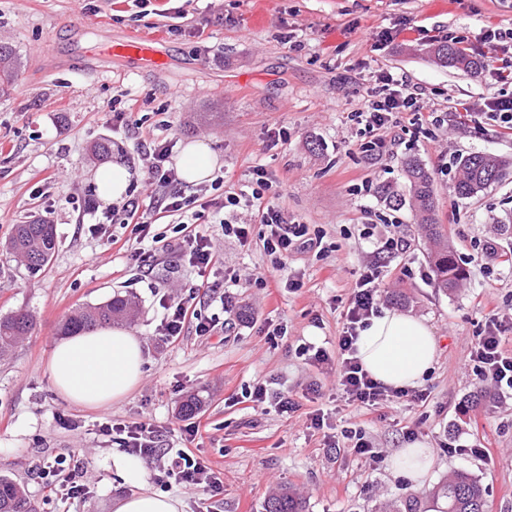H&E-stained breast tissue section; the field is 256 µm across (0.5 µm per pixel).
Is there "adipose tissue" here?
<instances>
[{"instance_id": "ef3b65f1", "label": "adipose tissue", "mask_w": 512, "mask_h": 512, "mask_svg": "<svg viewBox=\"0 0 512 512\" xmlns=\"http://www.w3.org/2000/svg\"><path fill=\"white\" fill-rule=\"evenodd\" d=\"M217 165L216 154L202 141L188 142L177 160L181 179L190 184L209 181ZM131 178L122 163L100 166L94 174L99 201L106 205L123 201ZM357 348L364 370L374 380L393 389H410L432 369L438 342L423 320L385 310L361 330ZM144 362L138 336L103 325L57 339L47 370L53 387L69 403L106 408L139 386ZM431 465V449L418 443L400 449L390 460L392 471L415 487L423 485Z\"/></svg>"}]
</instances>
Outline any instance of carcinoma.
Instances as JSON below:
<instances>
[{
  "label": "carcinoma",
  "instance_id": "cac0c4a2",
  "mask_svg": "<svg viewBox=\"0 0 512 512\" xmlns=\"http://www.w3.org/2000/svg\"><path fill=\"white\" fill-rule=\"evenodd\" d=\"M431 54L442 64L478 69V64L448 45H438ZM20 62L13 50L0 45V93L13 87ZM459 176L455 192L462 198H471L499 182L512 161L481 153L462 156L457 161ZM407 190L401 192L391 186L381 187L387 205L400 209L409 207L420 217V228L428 244L434 286L448 291L464 279L454 251L448 245V231L437 223L435 212L434 179L420 162L410 160L405 164ZM57 238L53 225L34 220L14 226L7 249L31 270H42L53 257ZM137 314L136 303L127 297L117 296L104 304L82 307L74 311L58 326L67 335L78 330L101 324L124 323ZM34 329L33 316L26 311H16L0 318V358L7 355L19 341ZM432 498L444 504L442 512H486V488L465 470H455L432 490L410 493L385 506V512H425L422 499ZM265 512H304L305 501L294 487L278 485L271 490L264 504ZM27 501L23 491L12 480L0 477V512H26Z\"/></svg>",
  "mask_w": 512,
  "mask_h": 512
}]
</instances>
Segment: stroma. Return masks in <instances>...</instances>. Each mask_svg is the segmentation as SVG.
Wrapping results in <instances>:
<instances>
[{"label":"stroma","mask_w":512,"mask_h":512,"mask_svg":"<svg viewBox=\"0 0 512 512\" xmlns=\"http://www.w3.org/2000/svg\"><path fill=\"white\" fill-rule=\"evenodd\" d=\"M401 27L390 41L382 30ZM512 32V0H0V42L20 61L16 84L0 97V317L30 312L37 326L0 359V476L24 488L33 512H113L119 496L141 491L183 501V512H264L270 486L291 484L306 512H375L408 494L389 469L399 449L422 443L435 454L434 477L463 469L489 490L487 512H512V398L479 384L469 364L490 308L512 316V261L491 259L482 247L497 219L512 213V171L502 183L469 199L456 198V170L443 162L472 152L512 160V135L488 119L489 99L512 95V80L437 63L429 50L455 37L477 47L486 31ZM150 35L168 59L164 70L117 58L98 71L85 46ZM423 89L415 110L394 113L383 156L363 152L357 115L369 104L379 72ZM470 105L474 115L458 112ZM444 117L430 135L419 131L429 113ZM282 132L270 146L274 132ZM202 140L218 155L228 191L249 190L252 170L272 175L266 194L289 220L308 225L320 250L296 251L273 269L262 248L261 224L243 246L220 225L203 230L219 262L200 274L158 250L150 267L130 254L103 250L90 211L97 167L90 148L112 143L113 158L139 171L148 138ZM423 163L435 177L437 216L448 229L465 280L442 292L421 278L427 247L409 208L391 209L379 185L404 188L402 163ZM53 224L59 247L48 266L29 272L9 254L13 225L32 218ZM395 224L410 248L388 261L383 284L389 308L423 318L439 341L432 372L418 398L393 400L369 413L345 404L333 371L310 364L302 350L335 349L344 312L374 249L360 231ZM264 271L242 288L235 277ZM298 278L303 288H286ZM233 295L222 305L220 293ZM195 289L196 312L211 318V335L186 324L179 339L157 334L160 297ZM130 296L138 315L145 366L140 385L99 410L66 402L46 364L57 325L72 310ZM248 317H241V309ZM271 382L294 399L290 416L254 407L257 383ZM324 384L314 401L309 384ZM198 395L197 435L178 429L179 406ZM324 412L329 432L310 426ZM151 423L160 445L184 450L219 471L224 489L160 482L161 462L146 464L141 483L124 482L112 465L117 444L99 434L102 416ZM365 431L384 462L369 466L354 453L328 447L326 434ZM471 447L468 455L448 445ZM80 460L93 494L61 501L45 488L41 469L62 455Z\"/></svg>","instance_id":"1"}]
</instances>
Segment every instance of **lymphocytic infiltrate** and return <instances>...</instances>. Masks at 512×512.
Returning a JSON list of instances; mask_svg holds the SVG:
<instances>
[{"instance_id":"1","label":"lymphocytic infiltrate","mask_w":512,"mask_h":512,"mask_svg":"<svg viewBox=\"0 0 512 512\" xmlns=\"http://www.w3.org/2000/svg\"><path fill=\"white\" fill-rule=\"evenodd\" d=\"M422 95L421 89L411 85L406 78L395 77L391 72H382L376 78L373 98L365 112V128L370 139L363 145L364 151L382 156L384 147L383 131L392 113L416 105ZM174 140L145 141L143 149L150 159L149 165L134 177L128 190L127 199L112 206L104 213L102 223L96 224L105 247L121 245L131 256L149 262L156 246L161 242L160 234L154 233L152 223L141 209V188H155V207L168 216H181L180 237L174 247L179 260L188 262L199 271H206L217 262V255L210 238L200 230L204 224H223L225 235L235 236L241 243H248L250 227L223 220L226 209L239 205L250 207L252 214L266 228L261 237L265 253L274 265H284L289 254L295 250L314 249L320 242L311 238L309 228L304 224L289 223L287 217L273 206L263 204L262 198L272 186L264 168H254L251 195L241 196L235 192L222 193L203 201L185 194L182 182L170 162ZM126 224L131 235L124 243H117L108 231L109 224ZM364 237L375 238V259L360 274L345 312L343 331L338 338L335 352L326 348L307 345L304 352L314 365L331 362L339 366L338 387L349 404L369 409L390 398H403V391L386 388L366 373L357 356L356 342L359 331L368 319L380 308V277L382 259L405 254L408 243L392 231L375 233L373 227H365ZM512 333V318L500 311L490 310L484 316L483 329L478 342L469 353L473 371L482 384H490L498 391L512 394V353H506L503 343L506 334ZM98 428L102 435L115 440L123 450L145 460L159 459L163 462L164 475L175 483L202 486L213 492H220L223 482L208 464L196 459L189 460L185 452L165 457L158 446L153 426L146 422H115L103 418ZM84 471L78 459L58 458L45 472L46 487L62 499H86L91 497L89 486L83 481Z\"/></svg>"}]
</instances>
